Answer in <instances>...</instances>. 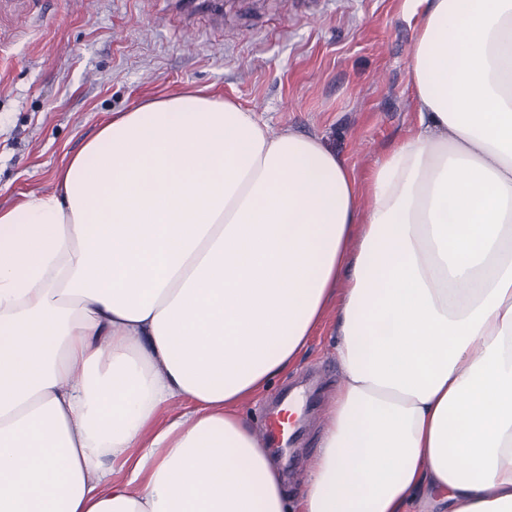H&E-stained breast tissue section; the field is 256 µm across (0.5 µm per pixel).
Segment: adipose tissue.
Returning a JSON list of instances; mask_svg holds the SVG:
<instances>
[{"label": "adipose tissue", "mask_w": 512, "mask_h": 512, "mask_svg": "<svg viewBox=\"0 0 512 512\" xmlns=\"http://www.w3.org/2000/svg\"><path fill=\"white\" fill-rule=\"evenodd\" d=\"M422 2L365 177L185 89L0 209V512H290L243 410L327 325L299 512H512V0Z\"/></svg>", "instance_id": "ef3b65f1"}]
</instances>
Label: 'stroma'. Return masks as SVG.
I'll return each mask as SVG.
<instances>
[{"label": "stroma", "instance_id": "35a3bbf8", "mask_svg": "<svg viewBox=\"0 0 512 512\" xmlns=\"http://www.w3.org/2000/svg\"><path fill=\"white\" fill-rule=\"evenodd\" d=\"M419 0H0V208L55 188L54 175L113 113L194 87L271 128L320 137L357 175L413 121L408 64ZM321 333L244 413L313 374L317 407L299 482L340 372Z\"/></svg>", "mask_w": 512, "mask_h": 512}]
</instances>
